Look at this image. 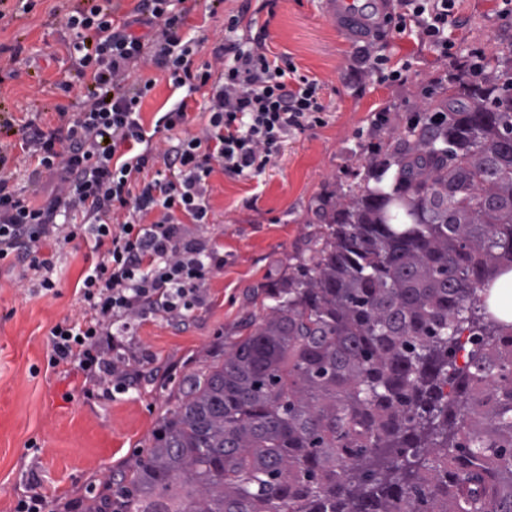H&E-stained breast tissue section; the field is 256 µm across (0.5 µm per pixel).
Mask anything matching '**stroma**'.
Listing matches in <instances>:
<instances>
[{
	"label": "stroma",
	"mask_w": 512,
	"mask_h": 512,
	"mask_svg": "<svg viewBox=\"0 0 512 512\" xmlns=\"http://www.w3.org/2000/svg\"><path fill=\"white\" fill-rule=\"evenodd\" d=\"M64 3L35 0L31 12L0 27V43L22 42L30 59L16 78L0 84V113L19 117L37 110L53 126L56 105L79 101L80 87L67 94L56 87L71 73L62 44ZM262 4L226 0L222 14L211 17L199 10L191 15L187 30L203 42L200 60H209L222 42L225 14L245 10L243 30L266 28L273 52L291 57L302 74L324 83L327 121L290 137L256 178L212 174L214 222L201 232L223 246L224 268L209 281L206 305L185 321H147L129 337L126 357L144 364L127 392L107 395L102 380L48 365L50 329L82 312L74 289L90 251L87 242L77 239L61 249L53 294L36 293L21 266L0 263V512H13L18 497L36 484L51 512H61L70 500L102 498L106 483L118 482L144 456L159 422L174 410L183 378L239 335L241 323L254 311L252 288L261 283L278 287L305 257L321 198L372 181L368 142L403 137L413 119L424 117L429 102L464 76L470 49H480L485 59L498 56L503 64L512 63L505 51L512 44V19L500 18L499 0H459V19L448 29L454 49L447 57L418 33L380 38L392 63L408 66L401 84H380L366 74L350 84L344 81L358 42L324 17L321 0H275L269 12ZM135 78L154 84L141 105L149 125L179 91L168 73L153 66ZM384 107L388 120L375 126V115Z\"/></svg>",
	"instance_id": "1"
}]
</instances>
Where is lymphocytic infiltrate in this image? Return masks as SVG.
<instances>
[{
    "mask_svg": "<svg viewBox=\"0 0 512 512\" xmlns=\"http://www.w3.org/2000/svg\"><path fill=\"white\" fill-rule=\"evenodd\" d=\"M222 2L137 0L122 16L113 0H78L65 18L75 78L59 83L65 93L83 85L77 111L58 106L59 122L48 127L0 114V131L19 132L23 153L36 162L30 185L56 184L42 202L29 201L14 182L11 147L0 142V262L21 265L38 290L51 293L60 244L94 238L75 288L84 312L50 329L49 364L102 375L119 394L130 387L131 367L117 358L127 337L149 320L185 319L205 303L209 277L224 267L218 245L190 230L211 221L214 169L259 176L288 137L325 123L324 84L274 54L266 30L238 36L240 15L225 18L212 60L197 62L199 43L182 29L197 6L213 14ZM455 19L456 0H396L383 27L420 31L444 55ZM140 26L149 35L137 34ZM149 65L167 71L175 87L203 94L207 120L198 133L187 131L183 99L146 131L141 103L153 83L131 76ZM365 73L380 83L403 78L373 44L359 47L344 78ZM178 128L186 134L177 143H154L153 133Z\"/></svg>",
    "mask_w": 512,
    "mask_h": 512,
    "instance_id": "lymphocytic-infiltrate-1",
    "label": "lymphocytic infiltrate"
}]
</instances>
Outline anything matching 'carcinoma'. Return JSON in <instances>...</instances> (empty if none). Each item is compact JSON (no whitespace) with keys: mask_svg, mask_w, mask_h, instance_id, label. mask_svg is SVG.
Wrapping results in <instances>:
<instances>
[{"mask_svg":"<svg viewBox=\"0 0 512 512\" xmlns=\"http://www.w3.org/2000/svg\"><path fill=\"white\" fill-rule=\"evenodd\" d=\"M369 153L309 257L186 376L109 512H512V69ZM392 183H382L391 165ZM512 272L500 276L493 284L489 300L491 312L505 322H512Z\"/></svg>","mask_w":512,"mask_h":512,"instance_id":"cac0c4a2","label":"carcinoma"}]
</instances>
